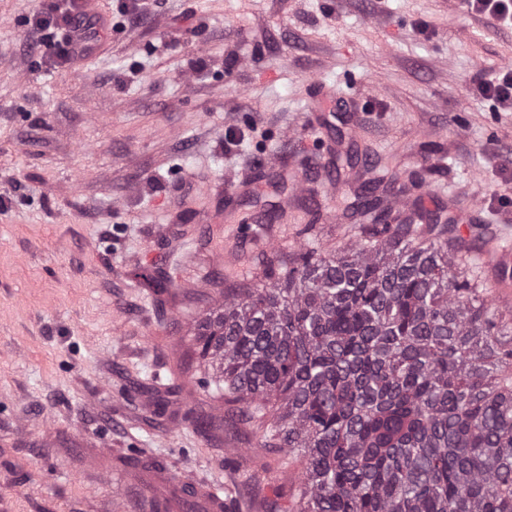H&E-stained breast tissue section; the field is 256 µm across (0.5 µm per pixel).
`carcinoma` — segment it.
Instances as JSON below:
<instances>
[{"mask_svg": "<svg viewBox=\"0 0 512 512\" xmlns=\"http://www.w3.org/2000/svg\"><path fill=\"white\" fill-rule=\"evenodd\" d=\"M386 194L361 186L359 238L224 294L199 364L300 462L284 512H512V319L444 238L453 223L422 211L420 231Z\"/></svg>", "mask_w": 512, "mask_h": 512, "instance_id": "carcinoma-1", "label": "carcinoma"}]
</instances>
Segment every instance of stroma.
<instances>
[{
  "mask_svg": "<svg viewBox=\"0 0 512 512\" xmlns=\"http://www.w3.org/2000/svg\"><path fill=\"white\" fill-rule=\"evenodd\" d=\"M33 5L0 0V512H141L151 462L235 512L287 505L299 464L201 384L192 330L270 259L355 239L362 181L485 225L465 258L512 308L489 256L512 250V111L469 94L512 30L452 0H160L123 31L102 0L112 27L57 70L27 54ZM244 177L262 191L220 195ZM193 486L199 495L203 496L209 503L210 509L215 512H235L231 510V500L223 498V489L216 488L207 484H200L195 482H189ZM224 503L223 509L222 505ZM209 510V511H211Z\"/></svg>",
  "mask_w": 512,
  "mask_h": 512,
  "instance_id": "stroma-1",
  "label": "stroma"
}]
</instances>
